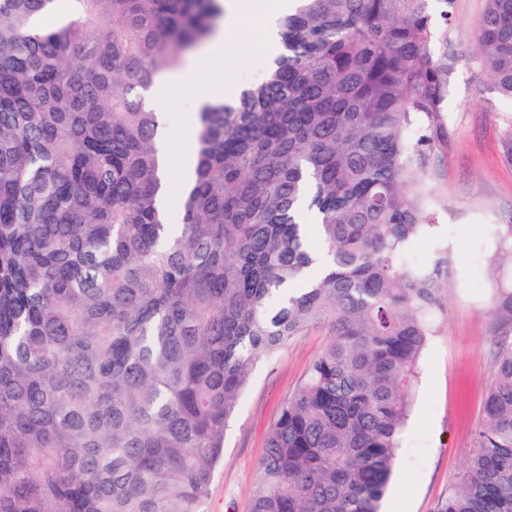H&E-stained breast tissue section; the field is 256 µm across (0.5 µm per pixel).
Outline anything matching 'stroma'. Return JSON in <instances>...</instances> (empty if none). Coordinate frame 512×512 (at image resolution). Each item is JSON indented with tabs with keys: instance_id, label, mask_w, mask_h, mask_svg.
I'll list each match as a JSON object with an SVG mask.
<instances>
[{
	"instance_id": "obj_1",
	"label": "stroma",
	"mask_w": 512,
	"mask_h": 512,
	"mask_svg": "<svg viewBox=\"0 0 512 512\" xmlns=\"http://www.w3.org/2000/svg\"><path fill=\"white\" fill-rule=\"evenodd\" d=\"M485 7L486 0H456L448 27L461 61L444 105L448 138L433 149L429 170L437 222L409 258L426 263L444 243L456 268L445 309L419 361L413 409L381 512H434L467 461L492 382L497 327L490 295L512 279L511 269L492 264L498 234L512 224V163L502 149L512 100L492 90L473 58ZM231 50L238 59L232 71L216 56L202 64L196 82L175 76L152 85L149 96L165 114L172 159L180 158L194 136L200 85H209L216 98L235 101L262 80L279 47L261 35L252 18L243 17ZM327 341L324 330L310 329L254 369L226 429L206 512H250L269 430Z\"/></svg>"
}]
</instances>
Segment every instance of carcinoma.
Here are the masks:
<instances>
[{"mask_svg": "<svg viewBox=\"0 0 512 512\" xmlns=\"http://www.w3.org/2000/svg\"><path fill=\"white\" fill-rule=\"evenodd\" d=\"M58 2L0 0V512H203L254 368L312 328L251 512H379L454 274L446 245L404 257L435 224L455 0H296L264 79L198 113L181 224L144 93L219 0H68L35 27ZM475 59L512 99V0ZM491 304L483 421L435 512H512V285Z\"/></svg>", "mask_w": 512, "mask_h": 512, "instance_id": "carcinoma-1", "label": "carcinoma"}]
</instances>
